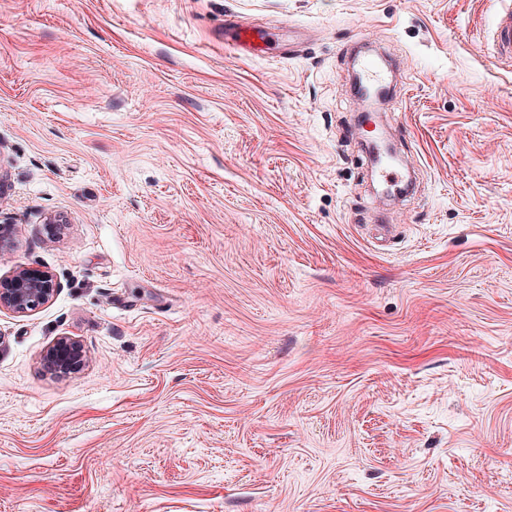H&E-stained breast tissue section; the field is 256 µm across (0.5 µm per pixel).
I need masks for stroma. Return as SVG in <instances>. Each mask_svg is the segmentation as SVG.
<instances>
[{"label": "stroma", "instance_id": "stroma-1", "mask_svg": "<svg viewBox=\"0 0 512 512\" xmlns=\"http://www.w3.org/2000/svg\"><path fill=\"white\" fill-rule=\"evenodd\" d=\"M508 8L0 0V277L59 283L0 311V512H512ZM230 23L224 31V48L234 53L258 54L264 52L259 42L264 40L266 32L259 26ZM361 87L366 92L377 91L386 87V80L381 69L373 61L363 62L360 70ZM57 288V280L50 271L18 266L8 279H0V309L27 315L47 303Z\"/></svg>", "mask_w": 512, "mask_h": 512}]
</instances>
